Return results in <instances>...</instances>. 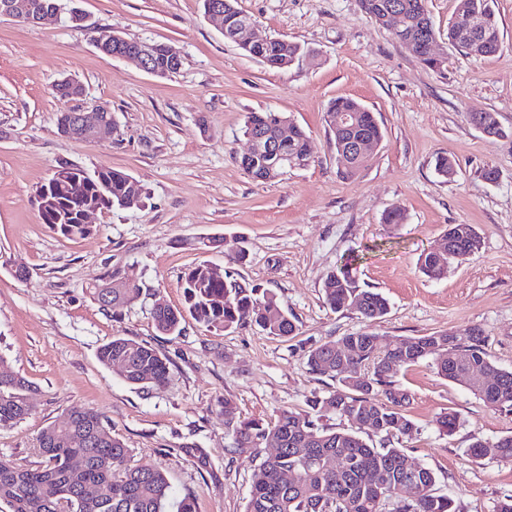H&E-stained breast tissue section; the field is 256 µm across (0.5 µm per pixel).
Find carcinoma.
<instances>
[{
    "instance_id": "cac0c4a2",
    "label": "carcinoma",
    "mask_w": 512,
    "mask_h": 512,
    "mask_svg": "<svg viewBox=\"0 0 512 512\" xmlns=\"http://www.w3.org/2000/svg\"><path fill=\"white\" fill-rule=\"evenodd\" d=\"M405 14L403 33L398 38L414 42L412 50L428 64L427 50L419 43L421 20L418 0H392ZM487 38L475 49L459 44L465 55L483 58L500 47V28L492 0H477ZM303 49L297 43L271 38L263 58L271 69L286 70ZM63 101L82 95V88L66 79L56 84ZM346 112L350 126L333 132L335 149L348 150L357 141L380 144L384 130L374 113L349 97L333 99L327 109V124L336 122V113ZM277 112H252L244 133L256 130L278 137L281 119ZM286 160L304 166L310 162L309 136L294 124L281 140ZM143 189L129 174L108 168L89 173L76 166L60 183L53 201L39 209L42 223L54 226L66 238L91 233V225L77 223L81 208H135L142 202ZM481 246L472 224H450L433 248L421 255L419 268L432 280L448 272V265L464 262ZM359 255L348 258L329 272L323 282L327 304L336 311L354 309L367 319L381 318L388 312V301L380 293L363 289L356 276ZM108 279L91 289L101 306L116 313L135 302L141 288H110ZM185 306L180 310L161 299L153 305L156 329L163 335L180 330L183 312L196 321L227 331L254 323L270 336L294 335L296 325L278 305L274 295L243 283L229 271L214 275L207 264H199L182 277ZM429 359L438 375L468 386L485 405L512 410V371L496 368L489 359L486 337L476 328L456 336L431 334L384 347L380 337L361 332L334 343L312 348L306 354L309 370L336 378L340 386L327 397L309 401L311 411L334 413L358 428L380 437V447L366 442L352 429L336 431L316 426L310 411L283 409L270 421L235 418L233 403L224 400V423L234 425L236 447L255 453L278 442L279 452L261 459L253 472L250 498L245 512H456L454 501L434 492L435 473L417 465L416 483L406 482L404 449L391 439L410 436L416 424L405 411L409 394L393 380L406 366ZM98 360L117 368L129 384L163 386L170 377L168 359L158 349L135 339L114 336L98 351ZM345 369L336 370V364ZM372 366V375L360 377L361 368ZM35 387L25 378L0 369V428L15 425L33 410ZM39 449L43 462L21 467L0 460V504L9 512H195L194 501L184 497L174 503L165 474L158 468L131 467L130 449L112 435L103 417L93 409L76 411V417L61 424L52 423L40 433ZM475 460L496 459L512 462V435L494 441H475L468 448ZM295 474L288 482L284 475ZM97 489V499H78L80 489Z\"/></svg>"
}]
</instances>
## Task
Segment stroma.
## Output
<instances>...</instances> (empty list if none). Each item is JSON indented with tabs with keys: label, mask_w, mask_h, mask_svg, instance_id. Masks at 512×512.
Listing matches in <instances>:
<instances>
[{
	"label": "stroma",
	"mask_w": 512,
	"mask_h": 512,
	"mask_svg": "<svg viewBox=\"0 0 512 512\" xmlns=\"http://www.w3.org/2000/svg\"><path fill=\"white\" fill-rule=\"evenodd\" d=\"M89 27L62 16L24 24L0 16V359L37 388L34 409L0 429V459L40 460L44 427L91 408L130 448L134 467H156L174 499L197 512H245L252 454L234 446L224 422L232 400L240 419L270 420L306 409L338 379L310 373L308 350L364 331L383 343L480 329L493 363L512 370V144L487 138L468 119L495 113L512 133V0H495L501 48L472 58L448 42L456 0H428L441 72L424 66L375 23L359 0H237L263 36L305 47L288 70H273L225 40L202 0H79ZM175 47L179 70L161 78L135 62L99 51L98 38ZM83 88L72 107L102 105L117 120L93 141L62 136V78ZM350 97L374 112L385 138L352 179L336 155L328 103ZM281 112L310 137L308 166L268 182L239 164L248 149V113ZM454 162L453 177L435 169ZM124 171L142 186L134 209L90 215L89 235L67 239L42 223L36 203L55 167ZM499 174L487 181L485 170ZM398 210L404 223L388 224ZM451 224L475 225L481 246L446 277L431 280L419 258ZM241 244L246 257L231 261ZM363 250L361 287L382 293L389 313L369 320L336 311L322 290L328 272ZM205 263L271 292L297 326L267 335L245 324L219 331L188 318L176 336L158 333L156 298L184 305L181 278ZM24 266L28 280L12 271ZM138 283L141 297L120 313L90 295L108 273ZM115 336L151 344L169 360L163 387L141 389L101 364L100 346ZM417 425L396 440L409 459L437 476V493L457 512H496L512 495V463L475 460L478 439L512 434V412L487 407L464 385L440 377L430 361L400 369ZM453 411L460 426L439 432Z\"/></svg>",
	"instance_id": "35a3bbf8"
}]
</instances>
